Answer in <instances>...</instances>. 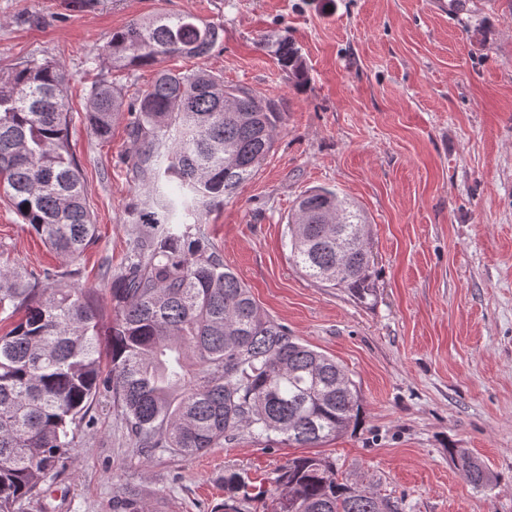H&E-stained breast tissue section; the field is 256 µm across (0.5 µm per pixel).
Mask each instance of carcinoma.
Segmentation results:
<instances>
[{
  "mask_svg": "<svg viewBox=\"0 0 512 512\" xmlns=\"http://www.w3.org/2000/svg\"><path fill=\"white\" fill-rule=\"evenodd\" d=\"M222 28L191 13L163 14L112 33V70L130 76L168 58L210 55ZM282 69L303 81L293 41H276ZM69 82L56 61L32 59L0 74V186L48 247L72 261L96 239L81 166L71 151ZM123 86L92 83L87 121L100 138L122 112L132 148L127 175L143 224L119 270L106 272L112 323L101 341L102 308L71 271L0 264V512L40 499L63 468L88 410L112 397L135 447L192 458L246 432L269 446L318 448L355 431L362 403L335 359L268 315L204 231V215L251 180L274 147L284 113L246 86L203 67L161 68L123 108ZM365 212L337 190L304 192L288 216L286 246L308 278L373 295ZM448 452L476 489L495 481L477 459ZM249 478L224 473V512ZM272 512H399L394 502L342 483L318 454L288 460ZM142 512L138 495L115 502Z\"/></svg>",
  "mask_w": 512,
  "mask_h": 512,
  "instance_id": "carcinoma-1",
  "label": "carcinoma"
}]
</instances>
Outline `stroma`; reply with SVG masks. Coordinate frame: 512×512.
<instances>
[{
  "label": "stroma",
  "instance_id": "1",
  "mask_svg": "<svg viewBox=\"0 0 512 512\" xmlns=\"http://www.w3.org/2000/svg\"><path fill=\"white\" fill-rule=\"evenodd\" d=\"M0 0V70L29 59L70 75V145L97 239L64 261L0 191V259L108 303L104 269L124 265L138 225L127 209L125 120L99 139L85 120L103 48L114 31L165 13L224 28L203 60L225 83L251 87L285 114L274 149L233 199L205 218L224 262L261 308L349 373L363 405L356 432L320 453L339 477L363 480L401 512H512V0ZM288 37L308 71L297 84L272 43ZM314 186L355 201L371 222L375 292L361 303L305 277L288 258L286 222ZM64 469L20 512H114L124 492L146 512H224V474H246L265 496L300 448L248 434L191 459L135 448L109 398L88 411ZM493 474L473 488L448 451Z\"/></svg>",
  "mask_w": 512,
  "mask_h": 512
}]
</instances>
